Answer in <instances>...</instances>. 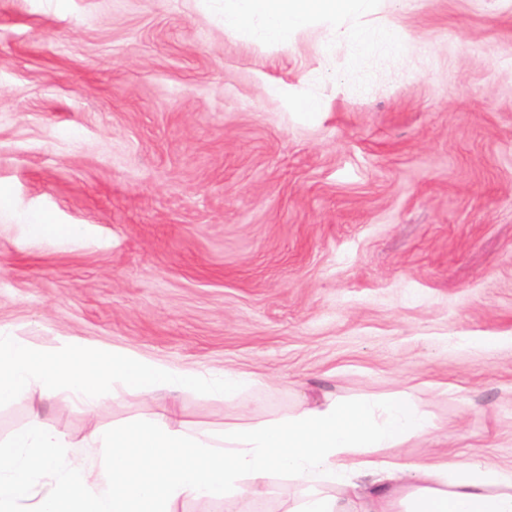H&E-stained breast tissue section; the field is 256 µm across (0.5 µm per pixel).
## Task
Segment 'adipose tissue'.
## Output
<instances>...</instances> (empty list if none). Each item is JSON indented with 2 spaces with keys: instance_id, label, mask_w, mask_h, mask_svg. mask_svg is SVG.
Masks as SVG:
<instances>
[{
  "instance_id": "adipose-tissue-1",
  "label": "adipose tissue",
  "mask_w": 512,
  "mask_h": 512,
  "mask_svg": "<svg viewBox=\"0 0 512 512\" xmlns=\"http://www.w3.org/2000/svg\"><path fill=\"white\" fill-rule=\"evenodd\" d=\"M377 0H224L225 28L268 47L288 45L313 23L351 47L349 78L368 57L391 62L407 49L390 26L361 25ZM437 425L404 393L343 399L330 395L287 415L223 430L190 426L174 411L73 443L32 421L0 440V512H175L192 499L260 501L274 477L295 485L287 512H512V468L485 460L405 457L413 438Z\"/></svg>"
}]
</instances>
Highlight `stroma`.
Returning a JSON list of instances; mask_svg holds the SVG:
<instances>
[{
  "label": "stroma",
  "mask_w": 512,
  "mask_h": 512,
  "mask_svg": "<svg viewBox=\"0 0 512 512\" xmlns=\"http://www.w3.org/2000/svg\"><path fill=\"white\" fill-rule=\"evenodd\" d=\"M223 0H0V326L261 384L0 407L76 441L174 409L223 429L404 391L406 455L512 467V0L380 6L409 50L338 89L325 26L285 48ZM320 108L291 104L318 72ZM81 224L65 246L29 211Z\"/></svg>",
  "instance_id": "stroma-1"
}]
</instances>
